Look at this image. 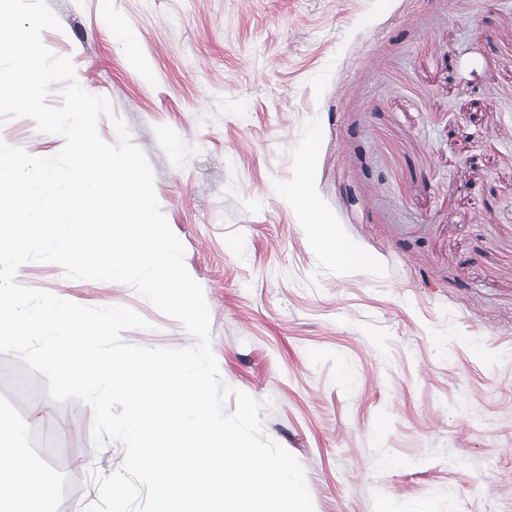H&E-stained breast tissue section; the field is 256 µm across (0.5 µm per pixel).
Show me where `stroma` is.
<instances>
[{
	"label": "stroma",
	"mask_w": 512,
	"mask_h": 512,
	"mask_svg": "<svg viewBox=\"0 0 512 512\" xmlns=\"http://www.w3.org/2000/svg\"><path fill=\"white\" fill-rule=\"evenodd\" d=\"M47 2L44 44L109 100L101 137L122 120L146 154L221 377L272 401L314 512H512V0ZM0 140L64 145L29 118ZM297 180L365 267L327 262L279 194ZM16 281L133 308L152 327L127 342H193L128 285L34 261ZM31 379L0 381V426L52 434L44 512H85L125 449Z\"/></svg>",
	"instance_id": "1"
}]
</instances>
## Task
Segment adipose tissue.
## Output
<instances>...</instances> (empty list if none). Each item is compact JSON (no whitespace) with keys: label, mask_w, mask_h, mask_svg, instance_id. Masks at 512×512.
<instances>
[{"label":"adipose tissue","mask_w":512,"mask_h":512,"mask_svg":"<svg viewBox=\"0 0 512 512\" xmlns=\"http://www.w3.org/2000/svg\"><path fill=\"white\" fill-rule=\"evenodd\" d=\"M281 194L305 212L314 242L322 247L332 265L343 271L362 266L361 255L348 245L329 238L326 219L303 198L298 188L284 187ZM54 488L55 480L48 471L35 468L13 443L0 442V512H11L13 505L22 500L50 498Z\"/></svg>","instance_id":"adipose-tissue-1"}]
</instances>
